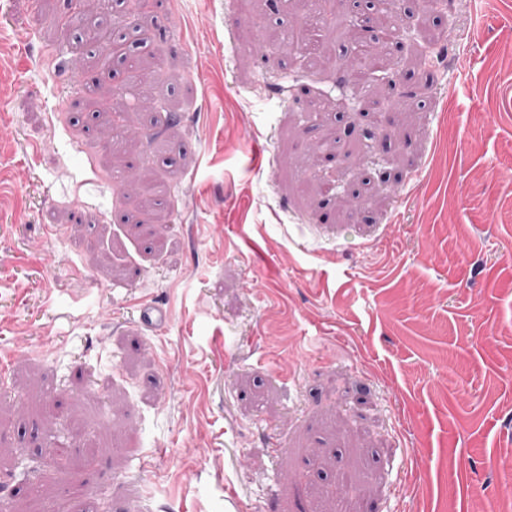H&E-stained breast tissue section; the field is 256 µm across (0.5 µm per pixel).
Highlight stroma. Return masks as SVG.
Returning <instances> with one entry per match:
<instances>
[{
    "label": "stroma",
    "instance_id": "35a3bbf8",
    "mask_svg": "<svg viewBox=\"0 0 512 512\" xmlns=\"http://www.w3.org/2000/svg\"><path fill=\"white\" fill-rule=\"evenodd\" d=\"M403 7L150 0L120 115L122 6L0 0V512L512 500V0ZM95 42L102 48L104 52H106L107 55H117L121 57V59L126 63V67L130 69V75H129V84H127L126 88L118 93V98L120 100H124L126 103V106L128 105V95L132 94L136 101L139 100L140 93L137 92L138 89H140L143 85L147 84L148 77L146 73V69L142 67V63L140 58H135L131 61L126 59L125 55H123L124 52L122 48L121 39H116L113 36H109L106 34H97L95 36ZM138 88V89H136Z\"/></svg>",
    "mask_w": 512,
    "mask_h": 512
}]
</instances>
